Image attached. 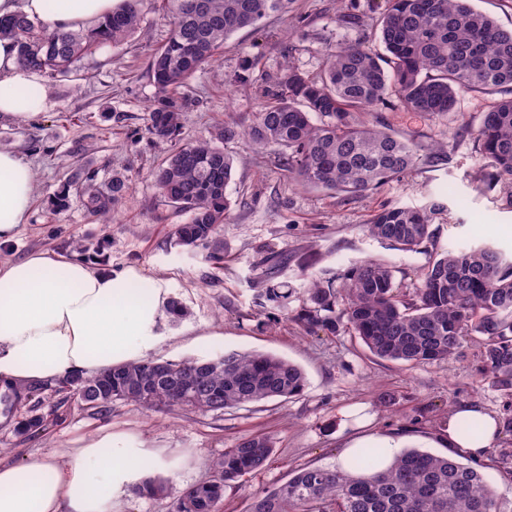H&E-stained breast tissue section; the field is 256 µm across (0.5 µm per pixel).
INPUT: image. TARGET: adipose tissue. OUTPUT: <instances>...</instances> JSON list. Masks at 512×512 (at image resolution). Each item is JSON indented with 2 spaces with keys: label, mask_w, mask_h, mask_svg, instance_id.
Masks as SVG:
<instances>
[{
  "label": "adipose tissue",
  "mask_w": 512,
  "mask_h": 512,
  "mask_svg": "<svg viewBox=\"0 0 512 512\" xmlns=\"http://www.w3.org/2000/svg\"><path fill=\"white\" fill-rule=\"evenodd\" d=\"M121 2L0 0V17L22 12L48 33L91 28ZM44 106L40 75L20 64L11 39L0 38V112L30 119ZM33 190L30 164L0 151V241L13 239L26 223ZM167 300L163 284L134 267L99 273L45 252L0 258V386L63 382L145 359L161 341ZM452 417L477 421L484 432L469 437L449 427L448 447L482 456L495 420L473 404ZM166 466L160 452L106 431L79 439L57 463L0 461V512H115L130 487Z\"/></svg>",
  "instance_id": "adipose-tissue-1"
}]
</instances>
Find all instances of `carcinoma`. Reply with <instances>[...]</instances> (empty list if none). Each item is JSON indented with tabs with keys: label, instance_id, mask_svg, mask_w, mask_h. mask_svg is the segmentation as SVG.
I'll return each mask as SVG.
<instances>
[{
	"label": "carcinoma",
	"instance_id": "1",
	"mask_svg": "<svg viewBox=\"0 0 512 512\" xmlns=\"http://www.w3.org/2000/svg\"><path fill=\"white\" fill-rule=\"evenodd\" d=\"M159 4L173 20L166 43L151 56L156 95L148 106L143 134L174 140L184 92L201 66L224 48L234 32L255 27L271 13H285L291 0H123L92 29L47 33L24 14L0 18V38L9 37L20 63L49 78L76 71L87 55L118 45L138 28L146 2ZM376 49L364 41L339 43L326 53L323 70L309 77L290 66L265 100L252 124L226 123L212 140L180 145L155 171L157 188L170 206L188 214L175 229L176 244L205 246L209 258L224 259L221 225L230 223L227 194L234 159L222 143L240 137L255 148L288 150V175L305 187L366 196L419 167L431 152L411 137L358 124L356 112H372L398 97L410 112H453L462 94H498L475 131L488 161V181L512 184V29L502 28L472 0H387ZM320 121H314V117ZM98 172L85 170L54 194L52 207L70 206L73 184L84 188L83 205L103 220L130 192L128 179L115 174L96 188ZM445 210L431 199L421 206L388 204L371 215L370 235L402 251H417L433 237L431 225ZM309 288L298 309L289 295L268 286L260 296L287 312L307 331L336 336L351 333L376 358L410 368L447 361L475 343L478 365L473 382L512 399V262L490 245L444 251L430 260L416 288L394 281L384 261L366 258L331 278L307 274ZM95 378L69 381L86 405L101 411L115 401L146 410L200 402V412H222L273 399H290L305 385L304 371L270 353L226 351L212 359L129 363ZM46 386H7L0 391V415L13 416L23 403L35 410ZM43 417L17 422L20 435L35 433ZM274 452L271 438L247 436L210 460V479L186 489L170 512H215L225 488L264 467ZM459 453L436 455L417 449L389 452L379 443L352 449L327 466L306 465L288 480L254 495L249 512H512L508 500L488 485L483 465L463 463ZM490 462L512 477V448Z\"/></svg>",
	"mask_w": 512,
	"mask_h": 512
}]
</instances>
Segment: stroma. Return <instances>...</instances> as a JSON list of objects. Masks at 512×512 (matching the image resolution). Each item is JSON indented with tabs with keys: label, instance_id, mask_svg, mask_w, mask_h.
<instances>
[{
	"label": "stroma",
	"instance_id": "obj_1",
	"mask_svg": "<svg viewBox=\"0 0 512 512\" xmlns=\"http://www.w3.org/2000/svg\"><path fill=\"white\" fill-rule=\"evenodd\" d=\"M385 0H356L359 23L339 20L337 0H295L288 15H273L254 28L234 33L216 60L189 82L191 104L181 115L178 141L143 138L146 110L156 87L148 70L151 54L168 39L171 17L145 8L137 34L118 46L106 45L84 58L75 74L43 78L46 105L33 119L0 114V150L29 162L34 192L29 218L0 258L21 260L48 252L88 264L99 272L129 266L162 280L182 315L165 313L163 338L150 357L180 362L213 358L227 350L269 352L297 364L306 375L303 392L221 413L174 408L162 412L117 401L105 411L85 408L69 391L52 384L43 394L40 413L58 412L59 422L24 437L0 421V460L56 459L74 439L109 428L134 436L159 450L169 463L161 474L169 496L154 499L130 492L118 512H168L184 489L207 481L209 462L244 436L264 433L274 454L262 470L226 487L217 512H248L255 493L287 481L292 469L336 463L352 440L392 442L395 449L417 448L447 454L439 426L466 404L481 406L492 417L512 411V400L472 383L475 346L466 356L420 367L372 357L349 335L312 334L285 311L260 307L253 281L266 250L288 257L274 281L290 294L296 309L307 281L299 261L313 257L316 274L342 276L356 262L386 261L396 284L414 288L416 277L436 253L489 244L512 259V186L479 190L486 162L473 131L496 98L460 99L457 111L429 117L405 110L397 97L374 112H358L355 122L415 136L438 147L436 157L360 198L297 185L288 177L287 150L254 151L245 139L225 143L235 159L227 192L233 221L220 237L226 256L216 266L204 248L175 246L176 225L185 214L161 197L153 173L177 143L208 139L219 123L248 127L263 101V89L286 64L314 76L324 66L327 47L338 42L376 39ZM97 171L98 183L113 174L130 181L129 195L112 208L111 223L92 216L79 198L55 210L53 195L78 171ZM442 199L445 211L433 226V238L406 252L376 239L365 229L373 210L387 203L420 206ZM391 403H384L383 395Z\"/></svg>",
	"mask_w": 512,
	"mask_h": 512
}]
</instances>
